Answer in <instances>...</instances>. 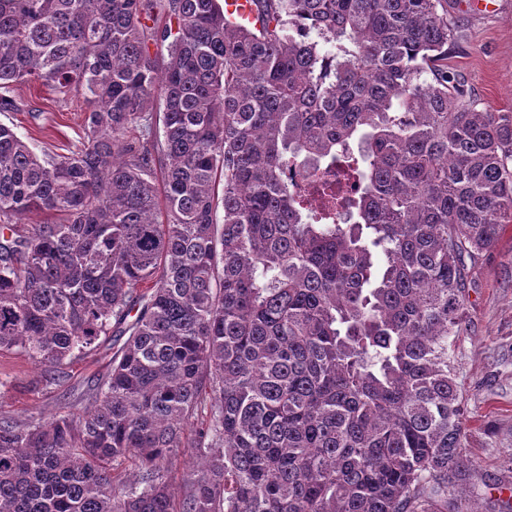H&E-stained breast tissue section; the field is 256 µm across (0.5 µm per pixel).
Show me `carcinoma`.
I'll return each mask as SVG.
<instances>
[{
    "label": "carcinoma",
    "instance_id": "cac0c4a2",
    "mask_svg": "<svg viewBox=\"0 0 512 512\" xmlns=\"http://www.w3.org/2000/svg\"><path fill=\"white\" fill-rule=\"evenodd\" d=\"M256 3L0 0V112L88 109L54 157L0 123V351L54 384L126 337L90 407L0 416V512H481L453 352L512 112L448 72V0ZM257 6L253 0H224V18L239 25L256 22ZM193 458L190 459L189 455H182L172 465H164V474L166 481L169 483L173 495L180 499L183 494L184 478L189 466H191Z\"/></svg>",
    "mask_w": 512,
    "mask_h": 512
}]
</instances>
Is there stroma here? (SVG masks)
<instances>
[{
    "instance_id": "stroma-1",
    "label": "stroma",
    "mask_w": 512,
    "mask_h": 512,
    "mask_svg": "<svg viewBox=\"0 0 512 512\" xmlns=\"http://www.w3.org/2000/svg\"><path fill=\"white\" fill-rule=\"evenodd\" d=\"M449 13L462 38L448 50V68L465 83L479 108L512 112V0H498L481 13L470 0H449ZM16 108L0 112L35 150L63 153L78 145L87 111L83 97L57 104L45 87L20 84ZM467 331L454 356L463 391L464 445L479 467L480 493L499 505L512 504L502 481L512 468V228L492 256L480 264L469 291ZM111 340L100 341L84 359L66 368L57 385L46 384L41 365L15 351L0 354V415L21 422L48 421L82 410L92 380L102 377L112 358Z\"/></svg>"
}]
</instances>
